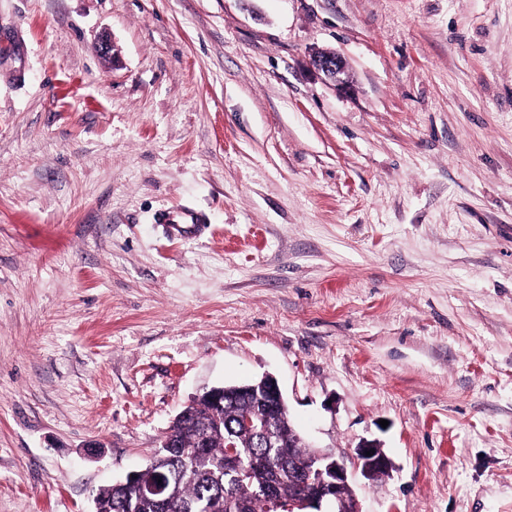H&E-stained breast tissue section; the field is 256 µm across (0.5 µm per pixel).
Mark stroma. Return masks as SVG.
<instances>
[{
    "label": "stroma",
    "mask_w": 512,
    "mask_h": 512,
    "mask_svg": "<svg viewBox=\"0 0 512 512\" xmlns=\"http://www.w3.org/2000/svg\"><path fill=\"white\" fill-rule=\"evenodd\" d=\"M267 373L362 512H512V0H0V512ZM310 70L330 81L338 90L351 89L346 62L335 51H316L309 57ZM159 221L170 230L188 233L204 224V216L196 211H168L161 214ZM370 449H374V452H371V456H366V452ZM352 463L355 469L360 470L366 478H373L380 473L387 472L391 466L390 460L380 448L368 441L358 446Z\"/></svg>",
    "instance_id": "35a3bbf8"
}]
</instances>
